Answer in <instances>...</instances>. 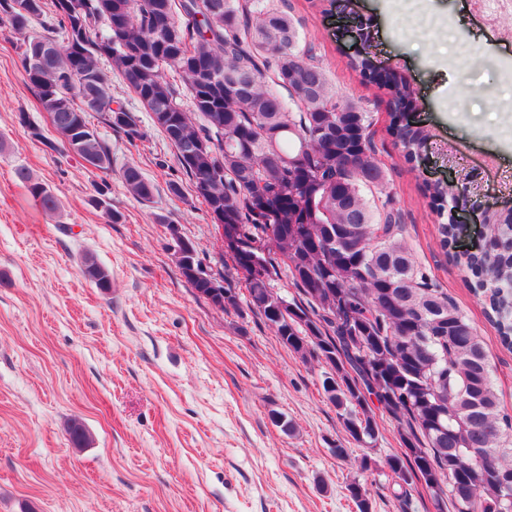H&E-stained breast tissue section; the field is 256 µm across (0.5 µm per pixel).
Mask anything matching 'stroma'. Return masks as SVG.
<instances>
[{"label": "stroma", "mask_w": 512, "mask_h": 512, "mask_svg": "<svg viewBox=\"0 0 512 512\" xmlns=\"http://www.w3.org/2000/svg\"><path fill=\"white\" fill-rule=\"evenodd\" d=\"M272 4L293 16L336 91L369 112L404 239L481 336L498 409L512 418V350L475 277L454 259L484 250L490 228L471 216L441 247L423 194L430 182L456 185L461 158L481 173L483 204L512 207V23L485 15L477 0H418L411 14L400 0H358L378 59L399 63L419 92L413 118L429 139L409 161L388 130L387 97L349 66L357 45L348 15L324 0ZM16 45L0 24V512H358L348 491L355 481L371 512H437L421 486L397 498L386 460L400 445L386 412L373 409L379 443L364 450L323 392L325 365L289 350L247 308L224 311L199 298L181 276L183 238L207 273L244 287L243 274L223 270L212 218L174 148L111 62L102 66L112 95L135 112L144 137L128 140L90 113L112 157L105 173L57 147ZM489 97L493 118L483 110ZM128 164L153 184L151 201L127 192L120 171ZM20 165L50 187L56 213L27 196ZM102 185L107 211L92 203ZM88 255L109 272V287L85 277ZM73 418L90 433L86 447L69 439ZM339 445L347 458H336ZM366 454L374 464L363 472Z\"/></svg>", "instance_id": "obj_1"}]
</instances>
